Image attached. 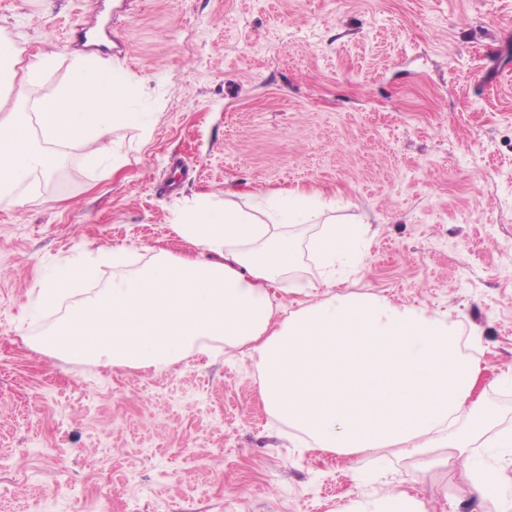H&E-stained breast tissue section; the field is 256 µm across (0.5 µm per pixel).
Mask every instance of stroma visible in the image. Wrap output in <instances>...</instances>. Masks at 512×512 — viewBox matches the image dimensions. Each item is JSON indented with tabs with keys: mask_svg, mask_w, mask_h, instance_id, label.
Wrapping results in <instances>:
<instances>
[{
	"mask_svg": "<svg viewBox=\"0 0 512 512\" xmlns=\"http://www.w3.org/2000/svg\"><path fill=\"white\" fill-rule=\"evenodd\" d=\"M59 55L38 84L15 77L0 117L33 112L95 54L146 80L149 128L117 125L88 168L58 147L66 184L0 199V512H337L387 491L427 512H489L450 460L385 449H308L262 402L254 362L216 349L166 369L104 368L33 346L64 306L37 303L72 257L122 247L95 285L160 250L189 254L174 224L225 189L298 186L374 233L341 293L447 314L482 374L476 392L512 423V0H0V37ZM300 224L294 281L318 285Z\"/></svg>",
	"mask_w": 512,
	"mask_h": 512,
	"instance_id": "obj_1",
	"label": "stroma"
}]
</instances>
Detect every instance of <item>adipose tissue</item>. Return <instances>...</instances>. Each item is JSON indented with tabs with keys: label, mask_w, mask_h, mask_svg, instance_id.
I'll return each instance as SVG.
<instances>
[{
	"label": "adipose tissue",
	"mask_w": 512,
	"mask_h": 512,
	"mask_svg": "<svg viewBox=\"0 0 512 512\" xmlns=\"http://www.w3.org/2000/svg\"><path fill=\"white\" fill-rule=\"evenodd\" d=\"M58 63L54 52L21 59L0 39V66L21 67L35 82ZM135 86L121 67L87 56L52 96L35 107L44 142L87 146L86 160L116 171L90 145L117 124L146 127L148 113L133 105ZM28 118L0 120V198L23 184L49 180L56 162L31 148ZM261 220L232 204L209 199L183 211L175 226L196 254L163 252L135 275L113 281L94 298L70 306L42 337L40 350L105 367L167 368L213 342L250 356L267 408L318 449L370 455L390 448L434 463L451 448L471 476L475 491L494 494L497 472L474 468L470 447H512V426H498L475 398L480 365L460 348V334L446 316L371 294H339L337 265L358 260L362 223L324 225L312 244L326 271L320 286L305 288L294 309L280 315L273 302L292 272L298 241L292 226L313 224L322 213L317 191L296 188L255 199ZM126 249L102 252L91 262H69L41 299L54 304L91 280L98 265L127 264ZM339 512H425L421 499L394 491L353 500Z\"/></svg>",
	"instance_id": "adipose-tissue-1"
}]
</instances>
